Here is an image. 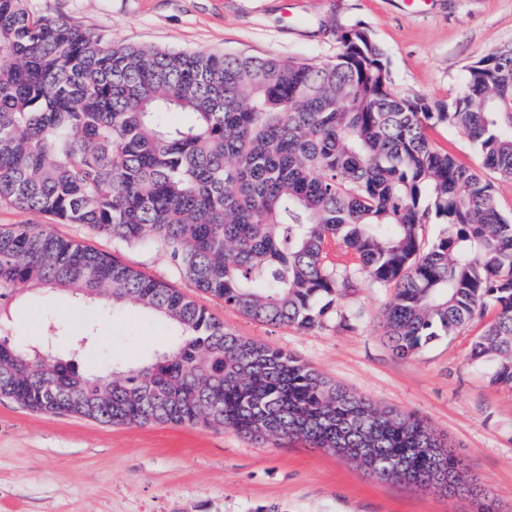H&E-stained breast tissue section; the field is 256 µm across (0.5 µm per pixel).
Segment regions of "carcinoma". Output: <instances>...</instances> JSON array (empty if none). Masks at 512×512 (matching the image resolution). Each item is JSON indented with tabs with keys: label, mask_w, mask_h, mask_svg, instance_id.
<instances>
[{
	"label": "carcinoma",
	"mask_w": 512,
	"mask_h": 512,
	"mask_svg": "<svg viewBox=\"0 0 512 512\" xmlns=\"http://www.w3.org/2000/svg\"><path fill=\"white\" fill-rule=\"evenodd\" d=\"M28 0H0V203L168 254L203 292L260 322L345 328L366 278L395 288L384 336L401 359L482 317L471 345L512 386V217L494 185L425 134L462 131L512 180V45L470 66L451 106L390 89L355 24L327 64L112 46ZM447 224L425 244L429 212ZM138 306L175 328L134 368L82 371L46 340L8 338L24 292ZM0 396L112 425L204 424L301 438L385 481L490 512L448 441L353 395L116 257L30 225L0 228Z\"/></svg>",
	"instance_id": "cac0c4a2"
}]
</instances>
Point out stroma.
Listing matches in <instances>:
<instances>
[{"instance_id": "1", "label": "stroma", "mask_w": 512, "mask_h": 512, "mask_svg": "<svg viewBox=\"0 0 512 512\" xmlns=\"http://www.w3.org/2000/svg\"><path fill=\"white\" fill-rule=\"evenodd\" d=\"M38 16H63L115 46L306 59L328 63L350 25L382 48L393 92L451 102L470 66L512 44V0H28ZM430 143L481 168L477 147L458 129L427 128ZM35 224L89 245L165 281L207 308L226 328L284 350L381 408L421 417L450 440L488 491L497 512H512V387L490 381L491 365L470 358L485 322L477 319L418 354L395 357L381 316L390 288L361 281L342 298L361 313L346 331L328 320L303 330L267 325L200 291L158 250L129 248L81 224L0 204V227ZM67 318L57 346L93 325L81 367L132 366L162 349L170 329L136 308L96 312L54 294L22 304L14 339L41 336L54 314ZM0 512H478L476 503L435 489L371 476L352 461L292 438L259 443L203 426L106 425L72 414L32 411L0 396Z\"/></svg>"}]
</instances>
